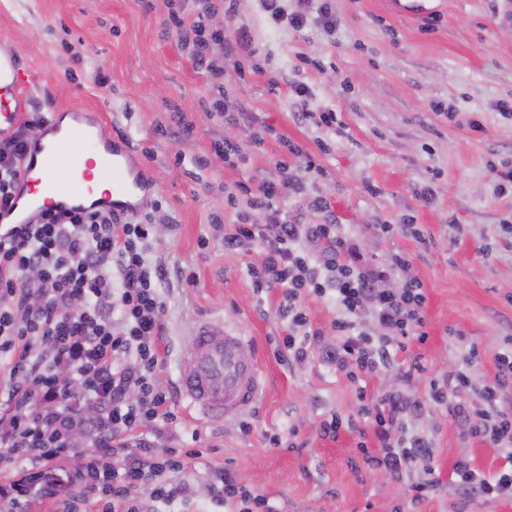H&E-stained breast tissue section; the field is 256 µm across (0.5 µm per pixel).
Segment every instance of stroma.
Segmentation results:
<instances>
[{
    "instance_id": "stroma-1",
    "label": "stroma",
    "mask_w": 512,
    "mask_h": 512,
    "mask_svg": "<svg viewBox=\"0 0 512 512\" xmlns=\"http://www.w3.org/2000/svg\"><path fill=\"white\" fill-rule=\"evenodd\" d=\"M333 5L336 25L326 30L272 23L260 0H237L230 18L201 15L197 0H0V51L29 71L22 120L30 130L54 113H93L113 142L126 143L152 186L138 211L155 224L151 258L171 273L161 290L159 384L176 389L191 330L204 319L238 328L260 358L266 388L246 418L203 419L177 401L175 442L200 452L181 475L192 488L181 512H210L207 472L219 467L235 470L281 512H512V500H463L450 487L460 458L485 472L502 461L446 410L426 408L415 422L432 439L434 457L401 478L367 469L357 432L322 436L332 413L358 418L356 385L316 359L293 367L277 359L280 297L255 292L252 247L224 252V225L266 221L250 189L288 169L307 190L281 196L283 219L320 223L314 202L324 199L367 257L410 254L408 275L425 289L427 337L410 346L424 358L425 377L402 380L395 365L369 379L368 390L424 398L429 379L461 368L472 346L483 357L477 385L494 377L493 358L512 334V234L501 230L512 225V185L499 191L490 169L512 162V114L499 108L512 106V0H437L429 23L392 13L387 0ZM174 13L246 37V50L235 55L212 47L222 84L209 81L192 39L166 28ZM296 84L309 95L296 96ZM224 94L236 105L230 120L212 110ZM328 110L339 121L333 131L295 119ZM181 118L191 133L168 136ZM257 134L262 142H254ZM219 141L239 147L237 167L225 166ZM290 142L323 176L308 175L287 151ZM378 224H417L424 238L382 237ZM184 272L195 286L182 283ZM289 425L299 447H272L270 436ZM427 476L436 488L412 501V482Z\"/></svg>"
}]
</instances>
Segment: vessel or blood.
Instances as JSON below:
<instances>
[{"label": "vessel or blood", "mask_w": 512, "mask_h": 512, "mask_svg": "<svg viewBox=\"0 0 512 512\" xmlns=\"http://www.w3.org/2000/svg\"><path fill=\"white\" fill-rule=\"evenodd\" d=\"M28 74L13 58L0 56V131L15 127L23 116ZM109 185L103 205L133 212L130 201L140 179L127 167V154L109 146L103 130L79 127L54 145L35 137L30 158L15 192L12 208L0 212L1 224H27L42 208L37 195L52 196L58 208L74 209L92 196V181ZM181 398L202 417L240 416L257 404L263 376L251 341L239 330L200 322L192 350L180 365Z\"/></svg>", "instance_id": "obj_1"}]
</instances>
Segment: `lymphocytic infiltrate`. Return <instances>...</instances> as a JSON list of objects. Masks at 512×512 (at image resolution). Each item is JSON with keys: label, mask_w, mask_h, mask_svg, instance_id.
<instances>
[{"label": "lymphocytic infiltrate", "mask_w": 512, "mask_h": 512, "mask_svg": "<svg viewBox=\"0 0 512 512\" xmlns=\"http://www.w3.org/2000/svg\"><path fill=\"white\" fill-rule=\"evenodd\" d=\"M260 0L275 22L296 28L308 19L334 27L332 0ZM31 135L20 125L0 138V210L9 208L21 179ZM299 194L302 182H264L253 203L264 224H234L224 234L232 254L243 243L257 249L249 271L257 292L280 290L287 332L277 354L291 365L311 358L358 384L361 420L331 415L321 431L333 437L358 429L368 465L399 476L431 458L426 436L408 416L425 406L449 411L463 432L490 443L505 465L483 472L466 459L453 470L457 494L512 499V339L495 354V375L479 402L469 400L471 371L481 363L469 349L465 366L431 379L427 400L391 390L368 392L365 383L398 361L413 340H424L426 296L420 281L397 291L386 281L406 270L403 252L385 261L364 258L343 225L291 224L275 205L281 189ZM155 226L111 210L44 211L29 224L0 225V512L23 500L51 503L54 512H170L186 485L176 478L189 451L157 441L176 415L173 395L157 382L162 363L167 268L150 257ZM314 295L336 308V340L313 327L305 299ZM93 448L83 467L67 468L71 439ZM210 501L223 512H280L270 499L227 469L211 471Z\"/></svg>", "instance_id": "f902f5d3"}]
</instances>
